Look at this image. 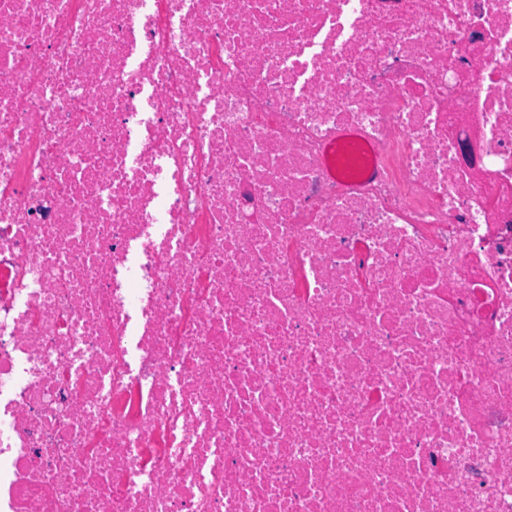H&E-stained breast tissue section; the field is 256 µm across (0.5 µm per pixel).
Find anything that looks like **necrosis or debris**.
<instances>
[{
    "instance_id": "necrosis-or-debris-1",
    "label": "necrosis or debris",
    "mask_w": 512,
    "mask_h": 512,
    "mask_svg": "<svg viewBox=\"0 0 512 512\" xmlns=\"http://www.w3.org/2000/svg\"><path fill=\"white\" fill-rule=\"evenodd\" d=\"M0 512H512V0H0Z\"/></svg>"
}]
</instances>
